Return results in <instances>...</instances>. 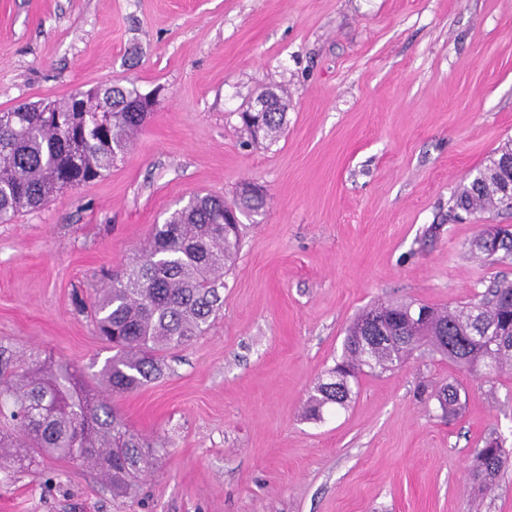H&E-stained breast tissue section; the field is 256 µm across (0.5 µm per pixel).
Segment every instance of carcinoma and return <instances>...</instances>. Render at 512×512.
Instances as JSON below:
<instances>
[{
  "label": "carcinoma",
  "instance_id": "1",
  "mask_svg": "<svg viewBox=\"0 0 512 512\" xmlns=\"http://www.w3.org/2000/svg\"><path fill=\"white\" fill-rule=\"evenodd\" d=\"M53 108L43 111L45 106ZM28 103L0 112V224L46 205L68 189L100 177L120 155L149 113L136 108L133 90L97 87L86 99ZM262 113V135L275 138L288 105L278 93ZM512 155V143L495 153L453 198L466 212L502 207L496 160ZM264 196L238 197L229 208L224 197L197 194L154 227L143 257L109 276L92 303L96 335L112 345L103 376L106 391L83 381L67 362L14 365L0 352V448H16L19 467L55 457L75 466H92L108 478L112 491L128 494L132 480L150 465L149 443L128 429L112 395L134 391L161 375L165 354L203 335L223 306L224 273L239 251L237 214H258ZM427 311L416 321L417 309ZM488 335L469 334L478 327ZM459 368L483 375L512 367V281L495 278L486 290L455 310L414 301L374 305L348 327L341 360L317 383L309 413L320 416L327 404L345 406L349 381L368 368L394 370L421 345ZM453 383L437 400L453 414L459 401ZM512 461V451L497 437L474 449L470 479L488 492Z\"/></svg>",
  "mask_w": 512,
  "mask_h": 512
}]
</instances>
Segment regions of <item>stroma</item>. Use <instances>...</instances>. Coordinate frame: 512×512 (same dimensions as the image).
<instances>
[{"mask_svg":"<svg viewBox=\"0 0 512 512\" xmlns=\"http://www.w3.org/2000/svg\"><path fill=\"white\" fill-rule=\"evenodd\" d=\"M161 96L100 178L0 224V345L98 373L111 349L76 306L195 193L265 191L208 331L159 379L115 396L155 442L127 497L98 471L0 458V512H512V467L469 479L488 436L512 449V372L437 356L352 382L308 414L366 307H455L512 257L471 251L512 209L452 197L512 139V0H0V112L76 90ZM288 101L275 140L239 112ZM461 406L444 415L445 383Z\"/></svg>","mask_w":512,"mask_h":512,"instance_id":"stroma-1","label":"stroma"}]
</instances>
